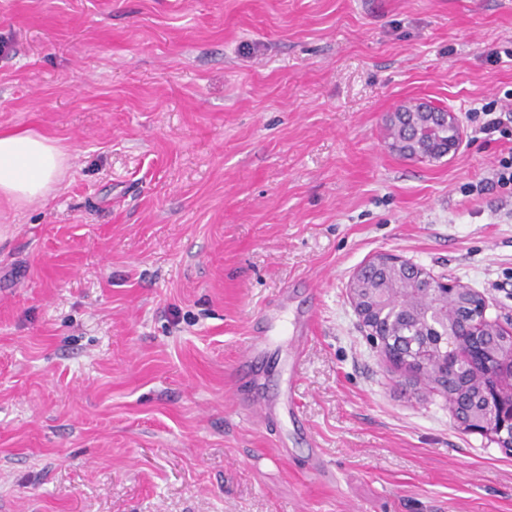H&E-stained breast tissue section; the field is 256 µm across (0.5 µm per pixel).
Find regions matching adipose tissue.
<instances>
[{"label":"adipose tissue","instance_id":"ef3b65f1","mask_svg":"<svg viewBox=\"0 0 512 512\" xmlns=\"http://www.w3.org/2000/svg\"><path fill=\"white\" fill-rule=\"evenodd\" d=\"M56 142L31 130L0 133V198L25 205L45 198L66 168Z\"/></svg>","mask_w":512,"mask_h":512}]
</instances>
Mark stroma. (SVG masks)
<instances>
[{"label":"stroma","mask_w":512,"mask_h":512,"mask_svg":"<svg viewBox=\"0 0 512 512\" xmlns=\"http://www.w3.org/2000/svg\"><path fill=\"white\" fill-rule=\"evenodd\" d=\"M509 92L512 0H0V132L68 155L0 202V512H512V454L347 291L390 252L512 319V191L466 190L512 148L468 114ZM420 100L455 155L389 149ZM274 307L258 373L298 415L255 421L238 366Z\"/></svg>","instance_id":"35a3bbf8"}]
</instances>
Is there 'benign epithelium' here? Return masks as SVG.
I'll use <instances>...</instances> for the list:
<instances>
[{
	"label": "benign epithelium",
	"instance_id": "1",
	"mask_svg": "<svg viewBox=\"0 0 512 512\" xmlns=\"http://www.w3.org/2000/svg\"><path fill=\"white\" fill-rule=\"evenodd\" d=\"M422 110L441 114L448 123V153L453 154L461 142V129L454 113H446L432 104ZM393 273L404 271V284L412 291L428 279L430 272L395 254L381 253L368 260L351 276L348 290L356 314L371 341L379 346L382 356L408 373L430 370L437 388L445 394L450 412L457 424L469 432L481 433L512 454V328L498 326L497 334L488 336L469 331L476 321L486 320L487 301L456 282L441 281L443 291L460 307L463 328H450L428 312H419L407 304L399 306L405 316L416 322L420 331L431 325L436 336L423 335L419 340L405 336H384L386 314L392 303L385 300L387 289L363 287L365 269ZM466 363L470 377L483 381L481 395L474 398L468 383L458 378L460 363Z\"/></svg>",
	"mask_w": 512,
	"mask_h": 512
}]
</instances>
